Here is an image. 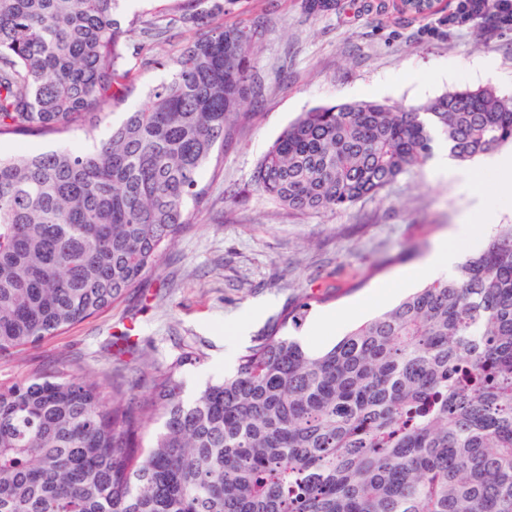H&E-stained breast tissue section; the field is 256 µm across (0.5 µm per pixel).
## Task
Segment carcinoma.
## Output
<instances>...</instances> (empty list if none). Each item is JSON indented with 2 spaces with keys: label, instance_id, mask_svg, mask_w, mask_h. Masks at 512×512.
Masks as SVG:
<instances>
[{
  "label": "carcinoma",
  "instance_id": "carcinoma-1",
  "mask_svg": "<svg viewBox=\"0 0 512 512\" xmlns=\"http://www.w3.org/2000/svg\"><path fill=\"white\" fill-rule=\"evenodd\" d=\"M118 5L0 0V137H95L132 70ZM188 21L205 32L94 149L0 157V355L110 308L159 269L187 200L203 202L200 170L258 95L256 27ZM447 21L486 42L512 30V0H453ZM439 141L461 161L512 146V95L314 108L254 185L332 212L423 168ZM199 358L151 376L137 402L112 359L1 384L0 512H512V224L325 353L267 336L186 401L181 367Z\"/></svg>",
  "mask_w": 512,
  "mask_h": 512
}]
</instances>
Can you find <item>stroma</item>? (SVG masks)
Here are the masks:
<instances>
[{
    "label": "stroma",
    "instance_id": "35a3bbf8",
    "mask_svg": "<svg viewBox=\"0 0 512 512\" xmlns=\"http://www.w3.org/2000/svg\"><path fill=\"white\" fill-rule=\"evenodd\" d=\"M224 6L223 18L258 23L253 73L258 103H245L224 142L220 164L198 182L203 205H189L191 221L148 275L111 308L73 325L21 355L0 360V383L31 367L48 371L64 359L100 367L109 338L125 336L133 355L152 368L182 353H200L183 371L184 399L224 377V351L236 354L280 332L323 352L357 325L396 306L425 284H404L441 237L463 254L482 251L497 224H512V199L496 193L490 156L473 160L474 188L435 174L432 167L402 176L380 196L328 213H296L256 190L254 173L283 130L318 106L374 100L396 108L423 103L459 88L492 87L512 94V30L490 42L445 23L448 0L418 15L367 0H340L314 17L303 0H120L117 17L145 48L134 61L127 92L114 99L97 131L107 137L150 89L169 79V59L199 35L179 22L183 13ZM171 19L161 37L146 39L149 22ZM476 225L474 241L454 238L460 224ZM297 310L298 324L279 318ZM244 324L233 343L229 331Z\"/></svg>",
    "mask_w": 512,
    "mask_h": 512
}]
</instances>
